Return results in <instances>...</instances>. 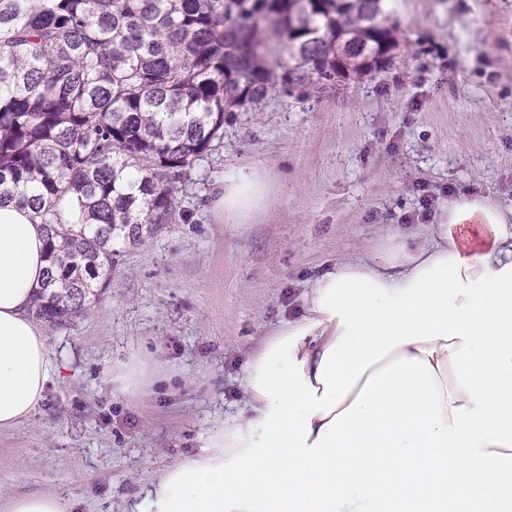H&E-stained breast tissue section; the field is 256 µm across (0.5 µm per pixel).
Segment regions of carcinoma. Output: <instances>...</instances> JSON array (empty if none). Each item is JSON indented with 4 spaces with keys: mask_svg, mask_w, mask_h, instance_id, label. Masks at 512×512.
Masks as SVG:
<instances>
[{
    "mask_svg": "<svg viewBox=\"0 0 512 512\" xmlns=\"http://www.w3.org/2000/svg\"><path fill=\"white\" fill-rule=\"evenodd\" d=\"M280 2L272 16L269 0H0V203L47 232L36 317L67 325L120 247L172 223L224 113L398 46L382 0ZM68 194L77 229L54 210Z\"/></svg>",
    "mask_w": 512,
    "mask_h": 512,
    "instance_id": "obj_1",
    "label": "carcinoma"
}]
</instances>
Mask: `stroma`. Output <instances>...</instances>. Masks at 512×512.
I'll list each match as a JSON object with an SVG mask.
<instances>
[{"label": "stroma", "instance_id": "1", "mask_svg": "<svg viewBox=\"0 0 512 512\" xmlns=\"http://www.w3.org/2000/svg\"><path fill=\"white\" fill-rule=\"evenodd\" d=\"M389 20L383 71L225 113L173 223L123 247L84 312L46 327L56 371L31 417L0 431V508L52 490L67 512H132L242 408L249 360L317 276L393 236L429 240L458 196L512 210V0H394ZM238 167L272 185L246 224L211 208ZM133 361L155 373L149 397L113 380Z\"/></svg>", "mask_w": 512, "mask_h": 512}]
</instances>
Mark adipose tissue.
I'll list each match as a JSON object with an SVG mask.
<instances>
[{
	"mask_svg": "<svg viewBox=\"0 0 512 512\" xmlns=\"http://www.w3.org/2000/svg\"><path fill=\"white\" fill-rule=\"evenodd\" d=\"M268 194L257 170L231 169L213 205L245 224ZM45 242L31 207L0 205V431L50 377L31 316ZM243 389L244 409L137 512H512V219L464 195L426 243L339 262Z\"/></svg>",
	"mask_w": 512,
	"mask_h": 512,
	"instance_id": "1",
	"label": "adipose tissue"
}]
</instances>
